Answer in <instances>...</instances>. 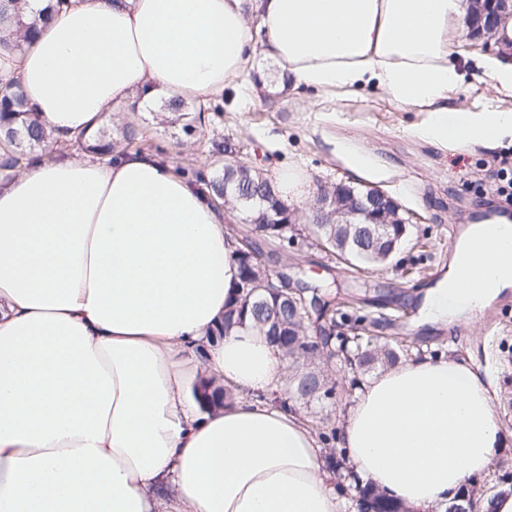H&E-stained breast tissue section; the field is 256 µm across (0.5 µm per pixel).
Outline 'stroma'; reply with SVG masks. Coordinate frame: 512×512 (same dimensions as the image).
<instances>
[{"instance_id":"stroma-1","label":"stroma","mask_w":512,"mask_h":512,"mask_svg":"<svg viewBox=\"0 0 512 512\" xmlns=\"http://www.w3.org/2000/svg\"><path fill=\"white\" fill-rule=\"evenodd\" d=\"M452 50L459 59L460 84L448 94V107L466 111L512 109V97L498 92L479 68L483 52L463 24H456ZM214 104L189 102L190 111L204 121L193 135L181 123H169L160 112L132 114L130 123L144 132L131 150L157 156L178 167H192L212 175L220 146L235 147L238 158L268 178L295 169L305 178V193L288 199L300 214H309L321 188L339 183L379 188L394 198L410 219L405 245L390 262L375 270L347 271L338 259L317 248L301 245L289 250V273L315 286L335 279L339 300L354 311L379 317L374 335L391 340L404 337L412 344L411 358L443 357L477 369L492 397L494 413L504 436L483 475L469 479L466 490L475 497L512 494V288L477 312L475 319L453 327L420 320L428 288L447 274L454 252L453 237L462 236L467 216L481 198L493 197L494 170L502 157L512 158V137L493 145H440L420 133L430 113L392 101L381 88L353 94L315 91L303 86L280 90L258 85L255 79L236 80ZM369 162L355 167L350 153ZM333 388L331 398L305 402L290 388L280 401L300 413L317 438L324 455L342 457L332 435L345 420L355 397L353 373L341 364L325 366Z\"/></svg>"}]
</instances>
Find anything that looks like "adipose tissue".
I'll return each instance as SVG.
<instances>
[{
	"label": "adipose tissue",
	"mask_w": 512,
	"mask_h": 512,
	"mask_svg": "<svg viewBox=\"0 0 512 512\" xmlns=\"http://www.w3.org/2000/svg\"><path fill=\"white\" fill-rule=\"evenodd\" d=\"M16 46L0 15V79L52 137L92 133L159 96L208 99L248 76L246 11L278 85L379 86L431 112L439 144L512 134V112H449L450 31L465 0H71ZM473 225L421 310L471 318L512 266L471 282ZM236 243L210 197L161 158L125 153L0 172V512H346L322 447L273 404L288 360L261 330L212 333L235 297ZM227 389L204 403L193 380ZM478 373L408 361L364 384L339 443L362 482L413 508L447 505L502 442Z\"/></svg>",
	"instance_id": "obj_1"
}]
</instances>
